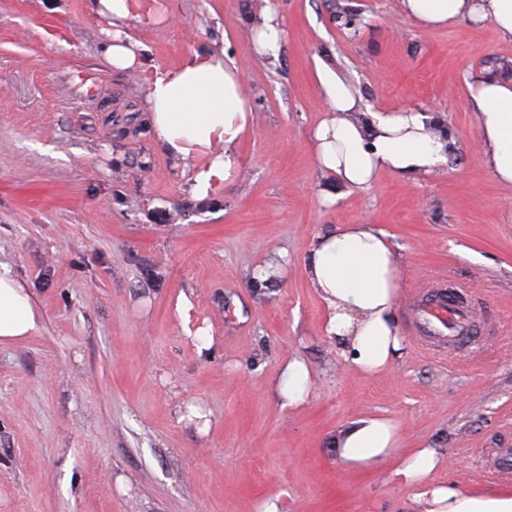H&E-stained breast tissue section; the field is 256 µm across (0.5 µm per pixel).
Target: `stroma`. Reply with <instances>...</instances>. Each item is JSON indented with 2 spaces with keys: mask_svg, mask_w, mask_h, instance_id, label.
Masks as SVG:
<instances>
[{
  "mask_svg": "<svg viewBox=\"0 0 512 512\" xmlns=\"http://www.w3.org/2000/svg\"><path fill=\"white\" fill-rule=\"evenodd\" d=\"M261 2L156 0L166 21L129 24L161 67L224 45L249 88L242 173L199 200L154 143L142 75L106 70L90 0H0V264L42 316L0 345V512H407L390 466L336 455L339 430L369 415L399 423L403 451H444L433 480L512 487L497 466L512 448V188L486 169L466 104L473 74L512 76V43L489 23L420 28L397 0H271L284 35L261 57ZM319 60L364 111L441 113L457 140L444 170L383 173L322 205ZM365 220L403 257L405 351L374 376L338 360L305 271L319 233ZM270 264L282 276L256 287ZM436 279L469 285L499 324L480 352L419 348L409 298ZM295 357L309 396L284 408L273 386Z\"/></svg>",
  "mask_w": 512,
  "mask_h": 512,
  "instance_id": "stroma-1",
  "label": "stroma"
}]
</instances>
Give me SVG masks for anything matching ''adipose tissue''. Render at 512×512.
Instances as JSON below:
<instances>
[{"mask_svg":"<svg viewBox=\"0 0 512 512\" xmlns=\"http://www.w3.org/2000/svg\"><path fill=\"white\" fill-rule=\"evenodd\" d=\"M403 15L424 28L460 20L491 23L512 42V0H398ZM142 0H93L103 58L113 71L145 73L147 121L158 147L181 169L189 192L208 197L240 174L238 146L254 115L245 82L225 48L196 51L178 65L153 64L128 30ZM325 115L310 146L320 171L350 191L370 190L380 173L403 179L435 173L447 164L456 141L438 113L418 108L365 112L356 90L325 64H317ZM483 161L495 180L512 186V79L482 73L468 83ZM306 271L326 309L324 335L346 366L375 375L403 355L399 321L400 257L390 235L364 221L335 226L313 241ZM41 315L31 294L0 273V344L38 331ZM309 369L289 360L277 383L281 407L308 396ZM350 470H373L395 460L391 476L410 489L411 512H512V489L480 494L434 481L443 455L436 448L402 452L396 423L378 417L352 422L336 439Z\"/></svg>","mask_w":512,"mask_h":512,"instance_id":"ef3b65f1","label":"adipose tissue"}]
</instances>
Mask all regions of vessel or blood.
Segmentation results:
<instances>
[{
	"label": "vessel or blood",
	"instance_id": "vessel-or-blood-1",
	"mask_svg": "<svg viewBox=\"0 0 512 512\" xmlns=\"http://www.w3.org/2000/svg\"><path fill=\"white\" fill-rule=\"evenodd\" d=\"M415 318L420 341L433 352L445 354L469 335L477 315L430 288L422 294Z\"/></svg>",
	"mask_w": 512,
	"mask_h": 512
}]
</instances>
